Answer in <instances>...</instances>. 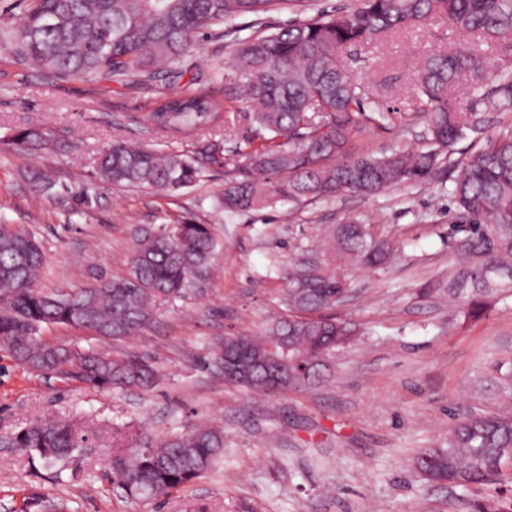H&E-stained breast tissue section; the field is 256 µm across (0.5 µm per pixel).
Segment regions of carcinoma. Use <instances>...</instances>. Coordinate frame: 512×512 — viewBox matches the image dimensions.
<instances>
[{"instance_id": "cac0c4a2", "label": "carcinoma", "mask_w": 512, "mask_h": 512, "mask_svg": "<svg viewBox=\"0 0 512 512\" xmlns=\"http://www.w3.org/2000/svg\"><path fill=\"white\" fill-rule=\"evenodd\" d=\"M280 0H20L12 26L0 39L36 65L59 75L115 79L132 86L163 77L181 83L184 61L197 48L199 32L260 15ZM434 15L477 34L484 42L512 35V0H359L346 14H319L279 31L244 40L234 65L245 102L258 130L227 163L224 211L245 212L275 201L332 197L342 192L373 196L406 181H425L440 169L441 152L473 136L483 137L485 115L457 112L451 95L463 81L482 89L490 59L476 45L429 55L417 75L427 109L421 118L434 148L396 149L381 157L354 155L350 142L362 114V90L337 54L400 27L424 24ZM492 104L512 111V77L499 80ZM224 114V100L182 83L178 95L158 102L147 120L185 136ZM220 145L199 141L190 155L146 149L117 141L98 162V174L117 185L149 186L176 193L220 164ZM451 195L465 223L458 250L467 290L448 289L467 316L478 319L490 297L512 296V128L484 137L460 164ZM215 249L208 224H170L137 231L128 274L66 296L33 288L42 265L38 242L26 230L0 224V347L38 373L99 390L153 387L154 366L109 349H80L44 342V324L93 332L104 340L131 335L160 302L181 296L196 275L207 271ZM396 251L364 224H340L328 242L311 249L286 275L288 319L260 336H226L210 365L224 373V353L235 344L255 358L279 364L286 390L310 387L325 378L327 360L358 335L350 320L327 314L347 293L345 266L382 269ZM224 382L267 392L262 370L227 375ZM9 443L47 463L65 462L89 436L73 420H38L9 436ZM224 456V429L198 426L163 441L146 433L135 443L113 444L112 485L127 496L159 505L212 468ZM512 458V409L469 415L448 437L417 457V468L434 484L485 485L502 475Z\"/></svg>"}]
</instances>
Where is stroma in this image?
Masks as SVG:
<instances>
[{
    "instance_id": "stroma-1",
    "label": "stroma",
    "mask_w": 512,
    "mask_h": 512,
    "mask_svg": "<svg viewBox=\"0 0 512 512\" xmlns=\"http://www.w3.org/2000/svg\"><path fill=\"white\" fill-rule=\"evenodd\" d=\"M357 0L284 4L236 22L237 35L199 36L188 76L225 102L223 122L202 139L233 151L254 126L238 99L232 68L238 42L272 33L316 12L346 13ZM475 35L435 18L345 49L340 62L363 88L365 111L388 112L352 142L376 155L431 144L418 116L425 98L416 66L428 54L474 43ZM167 80L132 87L46 72L0 46V222L39 242L36 289L65 295L125 276L134 235L180 220L208 224L216 240L209 272L157 307L135 335L108 349L153 362L158 383L98 390L41 375L0 350V512H469L473 501L512 483L470 488L434 485L416 455L445 438L457 420L512 407V297L473 320L443 302L458 264L451 181L405 182L373 196L352 192L227 213L220 205L225 168L174 194L98 179L97 161L113 142L185 153L194 139L145 123ZM22 130L47 144L18 147ZM49 172L51 185L34 178ZM369 224L399 251L375 271L351 268L338 315L358 324L357 340L336 350L329 377L300 391L264 395L225 384L206 368L230 335L265 331L288 311L289 266L337 225ZM45 418L80 421L93 436L64 470L5 444L3 438ZM198 425L224 429V458L175 492L163 510L113 488L107 463L112 431L167 438Z\"/></svg>"
}]
</instances>
